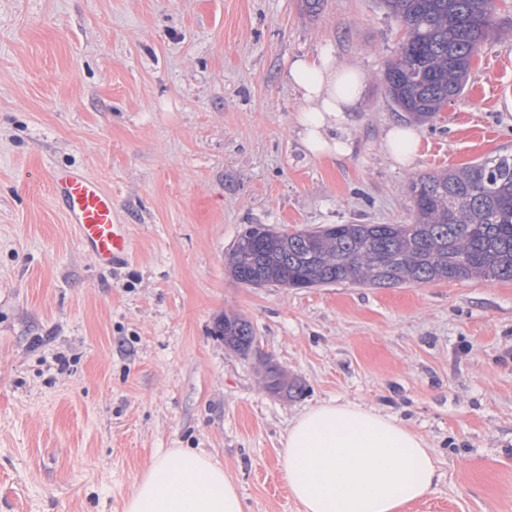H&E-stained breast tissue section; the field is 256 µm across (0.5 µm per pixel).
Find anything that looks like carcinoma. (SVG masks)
<instances>
[{
  "label": "carcinoma",
  "instance_id": "cac0c4a2",
  "mask_svg": "<svg viewBox=\"0 0 512 512\" xmlns=\"http://www.w3.org/2000/svg\"><path fill=\"white\" fill-rule=\"evenodd\" d=\"M404 29L397 58L387 64L388 102L419 123L435 118L462 94L474 58L496 31V0H383ZM411 224H331L319 231L277 232L250 224L227 260L241 284L311 288L341 282L394 288L472 277L512 281V155L496 153L409 185ZM213 335L247 354L251 323L223 315ZM266 387L303 392L274 364Z\"/></svg>",
  "mask_w": 512,
  "mask_h": 512
}]
</instances>
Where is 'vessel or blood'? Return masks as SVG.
Wrapping results in <instances>:
<instances>
[{
  "instance_id": "b4317fda",
  "label": "vessel or blood",
  "mask_w": 512,
  "mask_h": 512,
  "mask_svg": "<svg viewBox=\"0 0 512 512\" xmlns=\"http://www.w3.org/2000/svg\"><path fill=\"white\" fill-rule=\"evenodd\" d=\"M50 180L68 223L76 225L83 246L106 266L130 257L133 241L112 206V195L80 170L52 172Z\"/></svg>"
}]
</instances>
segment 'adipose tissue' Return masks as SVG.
Segmentation results:
<instances>
[{
	"mask_svg": "<svg viewBox=\"0 0 512 512\" xmlns=\"http://www.w3.org/2000/svg\"><path fill=\"white\" fill-rule=\"evenodd\" d=\"M289 80L301 101L297 117L306 150L317 157L351 151L345 137L364 75L327 53L293 60ZM417 130L392 124L384 152L407 167L418 156ZM284 480L302 512H397L440 480L424 440L391 417L352 403L326 402L289 425L281 458ZM124 512H246L223 467L200 452L175 448L154 457Z\"/></svg>",
	"mask_w": 512,
	"mask_h": 512,
	"instance_id": "obj_1",
	"label": "adipose tissue"
}]
</instances>
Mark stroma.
<instances>
[{"mask_svg":"<svg viewBox=\"0 0 512 512\" xmlns=\"http://www.w3.org/2000/svg\"><path fill=\"white\" fill-rule=\"evenodd\" d=\"M496 21L402 168L380 0H0V512H123L173 448L219 461L248 512H300L283 442L330 400L431 449L440 482L399 512H512V281L254 288L225 266L245 225L406 224L413 177L511 153L512 0ZM323 50L365 75L341 158L306 151L288 79ZM54 166L111 191L126 263L83 248ZM223 314L248 354L213 336ZM269 363L302 394L268 390ZM420 138L417 130L403 123L392 124L383 139V151L402 167H408L418 157ZM214 336L220 337L224 345L232 350L247 354L254 342L251 323L244 317L224 314L215 320L213 331Z\"/></svg>","mask_w":512,"mask_h":512,"instance_id":"obj_1","label":"stroma"}]
</instances>
